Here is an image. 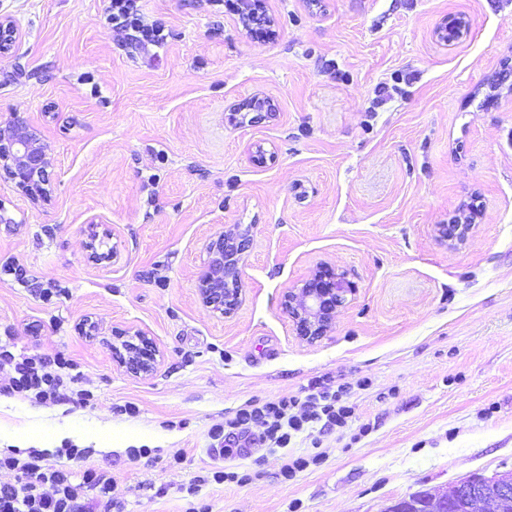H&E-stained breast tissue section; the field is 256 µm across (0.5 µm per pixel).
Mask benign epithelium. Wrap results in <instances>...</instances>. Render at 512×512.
<instances>
[{
	"instance_id": "7a95c632",
	"label": "benign epithelium",
	"mask_w": 512,
	"mask_h": 512,
	"mask_svg": "<svg viewBox=\"0 0 512 512\" xmlns=\"http://www.w3.org/2000/svg\"><path fill=\"white\" fill-rule=\"evenodd\" d=\"M468 33L467 21L450 16L438 30L439 41L450 44ZM17 29L10 21L0 19V56L10 54L16 41ZM0 167L15 185L30 196L43 191L48 177L50 159L37 132L22 118L0 130ZM472 224H448L441 227L444 238L453 243H464ZM251 226L233 224L207 247L208 257L199 276L198 288L202 302L226 317L233 315L243 301L241 267L244 254L251 242ZM358 292L349 273L330 263L319 264L311 276L288 290L285 308L292 319L296 335L314 343L332 328L336 311L351 301ZM112 355L135 374L152 371L159 350L144 333L113 335ZM512 497V471L491 477L474 474L448 487L443 494L420 492L397 501L385 512H448L454 502H465L467 512H500L499 504Z\"/></svg>"
}]
</instances>
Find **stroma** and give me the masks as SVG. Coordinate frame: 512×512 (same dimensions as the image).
<instances>
[{
    "label": "stroma",
    "mask_w": 512,
    "mask_h": 512,
    "mask_svg": "<svg viewBox=\"0 0 512 512\" xmlns=\"http://www.w3.org/2000/svg\"><path fill=\"white\" fill-rule=\"evenodd\" d=\"M259 2L261 37L228 0H139L164 27L155 49L106 23L109 0H0L17 28L0 128L25 117L52 161L35 199L0 170V339L65 355L76 378L45 403L0 367V455L106 472L112 512H187L189 484L216 470L249 479L202 486L208 512H385L512 470V0ZM451 15L469 34L448 46L435 30ZM396 72L411 84L374 105ZM256 97L273 117L229 120ZM467 214L464 244L439 239ZM232 224L252 246L225 318L197 284ZM97 235L116 262L89 259ZM321 262L358 293L310 344L284 297ZM116 329L154 338L153 372L113 358ZM316 386L348 391L346 426L284 450L254 426L210 456L249 402ZM287 454L320 462L288 480Z\"/></svg>",
    "instance_id": "obj_1"
}]
</instances>
